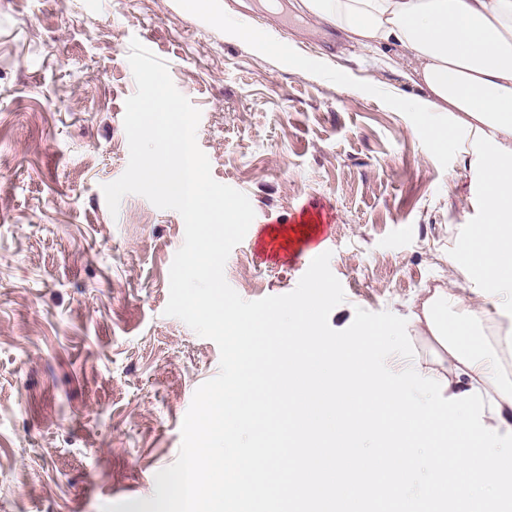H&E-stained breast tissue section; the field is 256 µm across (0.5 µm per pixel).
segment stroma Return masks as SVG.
<instances>
[{
    "instance_id": "stroma-1",
    "label": "stroma",
    "mask_w": 512,
    "mask_h": 512,
    "mask_svg": "<svg viewBox=\"0 0 512 512\" xmlns=\"http://www.w3.org/2000/svg\"><path fill=\"white\" fill-rule=\"evenodd\" d=\"M292 2L0 0V512H136L219 372L217 344L164 313L181 215L137 194L113 214L102 191L129 161L131 40L200 110L213 178L254 209L224 268L243 299L296 288L289 220L320 203L338 331L359 307L407 317L484 223L482 143L459 128L431 141L408 107L423 92L385 69V47Z\"/></svg>"
}]
</instances>
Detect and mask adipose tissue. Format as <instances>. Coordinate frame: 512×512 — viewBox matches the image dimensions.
Wrapping results in <instances>:
<instances>
[{
	"instance_id": "ef3b65f1",
	"label": "adipose tissue",
	"mask_w": 512,
	"mask_h": 512,
	"mask_svg": "<svg viewBox=\"0 0 512 512\" xmlns=\"http://www.w3.org/2000/svg\"><path fill=\"white\" fill-rule=\"evenodd\" d=\"M353 42L393 47L385 64L420 85L414 111L447 115L483 144L486 223L448 254L446 286L425 289L409 313V360L447 381V394L479 388L484 423L512 427V0H297Z\"/></svg>"
}]
</instances>
